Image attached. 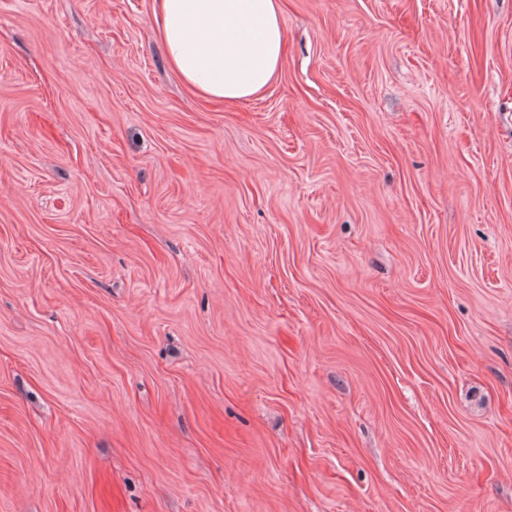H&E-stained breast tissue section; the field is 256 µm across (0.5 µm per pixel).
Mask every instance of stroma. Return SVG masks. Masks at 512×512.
Segmentation results:
<instances>
[{"label": "stroma", "mask_w": 512, "mask_h": 512, "mask_svg": "<svg viewBox=\"0 0 512 512\" xmlns=\"http://www.w3.org/2000/svg\"><path fill=\"white\" fill-rule=\"evenodd\" d=\"M280 2L0 0V512H512V0ZM279 0H156L170 65L200 96L246 101L276 75L283 54Z\"/></svg>", "instance_id": "obj_1"}]
</instances>
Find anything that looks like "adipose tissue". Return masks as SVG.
<instances>
[{
	"instance_id": "1",
	"label": "adipose tissue",
	"mask_w": 512,
	"mask_h": 512,
	"mask_svg": "<svg viewBox=\"0 0 512 512\" xmlns=\"http://www.w3.org/2000/svg\"><path fill=\"white\" fill-rule=\"evenodd\" d=\"M170 65L200 96L228 103L257 95L283 54L278 0H156Z\"/></svg>"
}]
</instances>
